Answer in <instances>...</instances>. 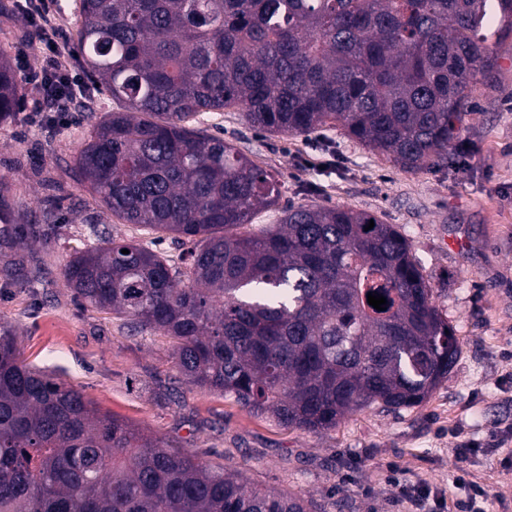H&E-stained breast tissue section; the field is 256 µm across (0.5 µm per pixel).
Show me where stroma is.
Returning a JSON list of instances; mask_svg holds the SVG:
<instances>
[{"label": "stroma", "instance_id": "stroma-1", "mask_svg": "<svg viewBox=\"0 0 512 512\" xmlns=\"http://www.w3.org/2000/svg\"><path fill=\"white\" fill-rule=\"evenodd\" d=\"M80 0L46 6L60 35V62L85 85L66 125L45 127L38 84L20 86L12 120L0 123V177L25 222L42 239L0 271V321L12 325L23 359L82 389L97 408L177 442L199 460L240 470L249 483L308 500V512H455L457 444L477 446L466 465L492 496L489 512H512V35L489 36L494 69L478 77L471 110L446 163L401 170L332 129L307 137L261 134L241 113L206 114L200 127L275 174L282 196L256 224L294 206H346L399 227L419 259L433 298L459 339L457 363L421 405L348 414L312 433L249 413L233 398L192 386L168 339L131 332L112 314L82 307L63 270L88 244L90 225L114 238L178 254L134 224L112 219L80 186L73 159L88 110L116 104L91 87L72 37ZM17 0H0V54L39 70L43 46L16 20ZM422 484L428 500L408 497Z\"/></svg>", "mask_w": 512, "mask_h": 512}]
</instances>
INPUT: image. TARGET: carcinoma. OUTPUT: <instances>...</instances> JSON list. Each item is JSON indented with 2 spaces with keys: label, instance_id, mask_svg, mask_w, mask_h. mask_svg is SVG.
<instances>
[{
  "label": "carcinoma",
  "instance_id": "obj_1",
  "mask_svg": "<svg viewBox=\"0 0 512 512\" xmlns=\"http://www.w3.org/2000/svg\"><path fill=\"white\" fill-rule=\"evenodd\" d=\"M488 0H81L74 43L121 107L75 158L113 217L188 245L178 259L100 237L64 279L83 305L168 337L187 382L286 427L410 408L448 376L454 330L393 224L339 206L281 209V183L191 127L237 109L271 135L338 128L404 170L448 160L476 77L493 66ZM512 33V0H497ZM19 86L0 57V121ZM374 227L365 230L369 221ZM0 257L33 246L0 180ZM129 253L124 254L122 250ZM387 300L368 304V293ZM0 512H307L100 412L20 357L0 322Z\"/></svg>",
  "mask_w": 512,
  "mask_h": 512
}]
</instances>
